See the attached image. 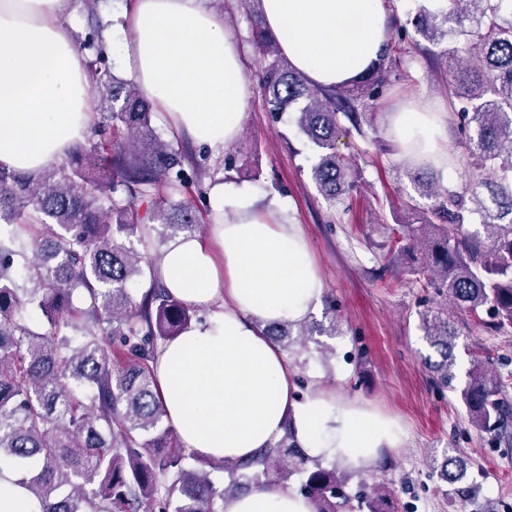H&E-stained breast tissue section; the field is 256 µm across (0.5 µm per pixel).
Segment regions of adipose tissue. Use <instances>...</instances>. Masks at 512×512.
<instances>
[{"instance_id": "1", "label": "adipose tissue", "mask_w": 512, "mask_h": 512, "mask_svg": "<svg viewBox=\"0 0 512 512\" xmlns=\"http://www.w3.org/2000/svg\"><path fill=\"white\" fill-rule=\"evenodd\" d=\"M68 0H0V166H59L96 119L84 54L65 16ZM262 21L293 69L314 87L342 84L376 61L388 37L384 0H262ZM172 132L221 148L238 137L249 85L242 46L202 0H133L112 45ZM447 115L413 100L390 115L389 133L411 163L448 171ZM210 234L181 235L155 259L177 300L210 311L159 346L153 368L167 421L199 460L232 463L277 442L292 424L313 459L350 470L403 443L377 409L321 387L294 397L291 358L267 325L308 321L323 283L301 225L286 210L257 208L224 183L210 190ZM0 512H43L13 467L0 464ZM223 512H313L274 485L225 497Z\"/></svg>"}]
</instances>
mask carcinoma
I'll list each match as a JSON object with an SVG mask.
<instances>
[{
    "label": "carcinoma",
    "mask_w": 512,
    "mask_h": 512,
    "mask_svg": "<svg viewBox=\"0 0 512 512\" xmlns=\"http://www.w3.org/2000/svg\"><path fill=\"white\" fill-rule=\"evenodd\" d=\"M428 10L420 29L435 41L463 39L448 69V96L459 104L469 164L480 173L469 197L414 173L435 198L418 224L402 227L401 249L420 250L426 284L473 316L485 312L498 331L512 329V0H446ZM99 22L81 48L91 92L99 102L97 140L74 146L69 161L39 171L0 168V458L7 457L44 512H221L240 486L277 485L302 476L299 494L314 512H338L347 502V475L307 457L292 433L255 457L220 464L230 482L217 488L205 471L184 465L175 429L161 427L165 409L152 362L158 346L191 323L190 307L173 299L158 279L154 256L126 245L146 239L152 223L194 234L202 217L189 201L172 198L189 183V159L160 140L152 105L132 81L102 65ZM253 40L261 58V89L270 113L294 109L301 134L318 151L314 183L329 204L358 173L336 153L342 120L357 125L360 110L383 96L401 63L390 45L377 62L348 83L314 88L282 55L254 14ZM146 205L140 213L139 205ZM479 215L483 231H469ZM149 288L135 299L131 286ZM41 315L38 328L25 322ZM425 339L440 356L430 364L435 383L454 378L457 333L448 308L421 314ZM126 362L112 361V347ZM267 335L292 349L290 324ZM468 423L502 442L512 438L508 383L476 363L460 391ZM453 454L442 476L458 482ZM367 512H396L380 486L360 501Z\"/></svg>",
    "instance_id": "obj_1"
}]
</instances>
